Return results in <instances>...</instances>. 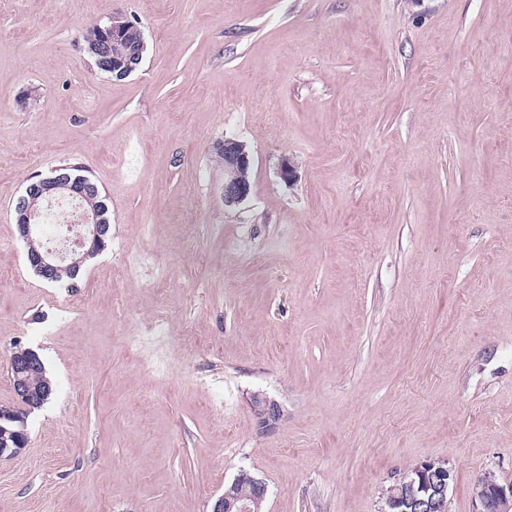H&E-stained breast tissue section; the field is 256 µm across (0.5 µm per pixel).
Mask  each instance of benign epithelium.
<instances>
[{"label": "benign epithelium", "mask_w": 512, "mask_h": 512, "mask_svg": "<svg viewBox=\"0 0 512 512\" xmlns=\"http://www.w3.org/2000/svg\"><path fill=\"white\" fill-rule=\"evenodd\" d=\"M136 27L126 21L123 27L106 28L95 46L97 67L121 79L134 72L143 60L146 42L128 39V29ZM217 154L224 162V206L237 207L248 200L252 193V155L247 143L234 137H226L217 144ZM37 181L25 188L15 206L16 224L20 238L27 245L38 241L41 234L38 214L25 206L26 195L37 192L46 201L69 198L75 202L74 223L82 225V232L75 237L64 236L60 249L46 248L27 252V259L34 270L53 279L62 267L79 268L93 254L102 250L109 227L99 223L93 191L89 184H78L70 175L53 173L36 175ZM9 369L19 408H6L0 412L12 415L11 421L18 428L0 430V460L10 458L24 448L27 434L24 430L23 413L41 405L53 392L52 383L40 377V358L32 349L16 350L10 358ZM252 409L260 425L269 427L279 418V408L267 397H252ZM454 479L449 462L426 459L420 468L407 472L400 478V494L387 493L385 512H446L448 489ZM248 482L252 494L243 497L237 487ZM267 495L265 483L248 473L239 475L212 504L210 512H256L255 507ZM476 512H512V480H501L495 471L485 470L472 486Z\"/></svg>", "instance_id": "1"}]
</instances>
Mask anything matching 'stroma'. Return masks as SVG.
I'll return each instance as SVG.
<instances>
[{
    "mask_svg": "<svg viewBox=\"0 0 512 512\" xmlns=\"http://www.w3.org/2000/svg\"><path fill=\"white\" fill-rule=\"evenodd\" d=\"M116 12L147 45L121 80L83 41ZM66 163L112 217L74 288L14 213ZM20 347L54 392L0 512H209L244 471L264 512H383L429 458L475 512L512 480V0H0V408ZM216 150L224 162V205L240 206L252 193L251 152L246 142L234 137H224ZM252 409L262 427H270L279 418V408L266 396L256 394L252 397ZM476 512H511L512 480L502 481L495 471L485 470L472 486Z\"/></svg>",
    "mask_w": 512,
    "mask_h": 512,
    "instance_id": "35a3bbf8",
    "label": "stroma"
}]
</instances>
